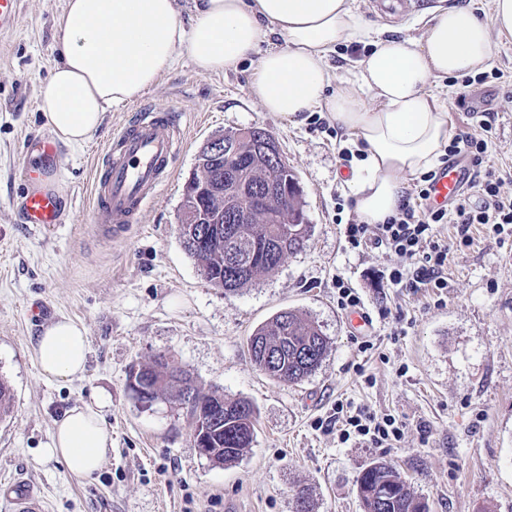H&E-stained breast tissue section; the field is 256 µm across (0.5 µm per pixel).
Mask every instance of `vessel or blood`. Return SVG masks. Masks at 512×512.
<instances>
[{"instance_id":"1","label":"vessel or blood","mask_w":512,"mask_h":512,"mask_svg":"<svg viewBox=\"0 0 512 512\" xmlns=\"http://www.w3.org/2000/svg\"><path fill=\"white\" fill-rule=\"evenodd\" d=\"M183 145L179 113L174 108L165 112L140 108L115 129L95 163L90 191L91 223L108 232L138 223L172 175ZM23 152L38 156L39 164L25 173L27 186L19 208L22 222L46 228L63 223L61 196L56 188L60 170L55 140L26 139ZM468 179L469 166L463 157L449 161L430 187V205L445 207L459 199ZM14 492L13 512H41V502L29 487L15 486Z\"/></svg>"}]
</instances>
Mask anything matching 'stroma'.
I'll return each mask as SVG.
<instances>
[{
    "label": "stroma",
    "mask_w": 512,
    "mask_h": 512,
    "mask_svg": "<svg viewBox=\"0 0 512 512\" xmlns=\"http://www.w3.org/2000/svg\"><path fill=\"white\" fill-rule=\"evenodd\" d=\"M457 0H413L391 11L355 0L373 27H402L423 10ZM66 0H21L13 31L0 35V379L14 396L0 418V512L15 483L34 489L44 512H292L307 488L311 512H363L361 471L394 466L429 512H512V239L471 228V246L451 248L448 287L390 288L379 270L396 256L348 247L336 222L349 199L350 169L340 130H311L307 116L262 111L248 94L257 54L234 71L200 74L188 55L147 90L158 112L177 108L186 144L174 172L140 223L121 234L90 222L95 157L133 105L111 106L79 146L60 145L65 221L54 230L23 224V141L48 135L37 89L57 61L56 20ZM452 136L491 120L486 163L512 167V85L473 82L465 104L449 97ZM261 127L276 138L303 188L311 232L303 248L237 293L209 285L177 231L187 180L212 135ZM359 294L373 321L370 350L336 302V282ZM44 307L46 320L31 309ZM295 309L329 340L319 367L288 385L257 370L247 339L277 312ZM67 318L87 332L83 376H43L34 353L47 323ZM163 353L201 392L244 398L257 411L254 442L232 464L216 465L192 442V421L175 400L141 408L126 381L131 366ZM106 402L112 449L85 478L46 459L54 423L75 406ZM390 414L398 441L375 448L338 433L346 416Z\"/></svg>",
    "instance_id": "35a3bbf8"
}]
</instances>
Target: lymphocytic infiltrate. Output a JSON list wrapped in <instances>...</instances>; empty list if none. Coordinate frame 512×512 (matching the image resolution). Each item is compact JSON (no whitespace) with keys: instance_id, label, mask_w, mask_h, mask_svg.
Segmentation results:
<instances>
[{"instance_id":"obj_1","label":"lymphocytic infiltrate","mask_w":512,"mask_h":512,"mask_svg":"<svg viewBox=\"0 0 512 512\" xmlns=\"http://www.w3.org/2000/svg\"><path fill=\"white\" fill-rule=\"evenodd\" d=\"M487 150L484 136L471 135L456 138L449 148L451 154L463 153L468 157L472 169L470 185L483 198L479 208H471L464 198L449 209L425 207L433 178L432 173L427 172L416 180L415 201H403L397 213L384 223L368 224L354 217L348 218L345 239L349 246L357 249L368 245L381 253L399 257V266L382 272L390 287L447 288L445 270L450 247L442 238L439 225H455L456 240L466 247L472 243L470 228L475 224L484 225L493 235L512 237V194L501 191L503 183L512 180V169L496 171L485 168ZM346 424V429L339 435L340 441L357 435L377 448L399 439L402 427L395 416L380 417L371 413L349 416Z\"/></svg>"}]
</instances>
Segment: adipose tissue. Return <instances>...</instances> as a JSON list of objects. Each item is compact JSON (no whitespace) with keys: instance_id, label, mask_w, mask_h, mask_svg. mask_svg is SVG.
I'll return each mask as SVG.
<instances>
[{"instance_id":"ef3b65f1","label":"adipose tissue","mask_w":512,"mask_h":512,"mask_svg":"<svg viewBox=\"0 0 512 512\" xmlns=\"http://www.w3.org/2000/svg\"><path fill=\"white\" fill-rule=\"evenodd\" d=\"M184 25L175 0H66L58 21L59 61L38 89L39 109L66 145L86 142L106 107L131 102L187 53L199 73L236 69L260 57L250 94L267 112L327 114L361 148L347 185L369 224L394 215L407 180L432 170L451 134L445 78L487 70L493 36L512 37V0H492L488 19L471 6L427 10L417 36L375 29L354 0H197ZM369 41L354 77L335 81L330 55ZM35 351L43 374L70 379L85 369V330L47 326ZM112 434L99 407L81 406L54 423L43 454L76 474L99 471Z\"/></svg>"}]
</instances>
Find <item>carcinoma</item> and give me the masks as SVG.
Wrapping results in <instances>:
<instances>
[{"label":"carcinoma","mask_w":512,"mask_h":512,"mask_svg":"<svg viewBox=\"0 0 512 512\" xmlns=\"http://www.w3.org/2000/svg\"><path fill=\"white\" fill-rule=\"evenodd\" d=\"M224 139L238 144L247 171L245 177L259 188L272 179L288 191L292 203L283 206L277 199L253 209L248 224L224 225V240L200 243L199 235L210 230L197 224L200 231L191 238L180 237L186 253L193 258L204 279L226 293H235L261 274L278 268L284 259L302 248L309 233V224L302 223L303 189L293 169L276 171L262 155L254 152V138L244 130L227 131ZM243 256L242 267L228 270L224 266L227 251ZM328 341L321 329L297 310L276 313L250 336L248 348L251 361L260 371L278 381L293 384L311 375L320 366ZM145 379L163 380L156 397H174L179 402L193 396L203 402L201 415L209 433L212 458L224 465L240 459L251 447L256 430V411L244 399L224 397L219 392L203 393L197 389L186 371L168 356L141 364ZM364 512H428V506L411 493L405 479L393 466L384 462L368 465L357 480Z\"/></svg>","instance_id":"obj_1"}]
</instances>
